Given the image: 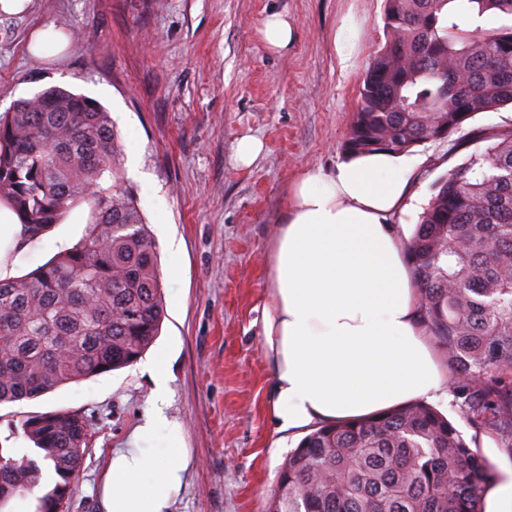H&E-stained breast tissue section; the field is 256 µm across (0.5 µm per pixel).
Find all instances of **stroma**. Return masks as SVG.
I'll return each instance as SVG.
<instances>
[{
  "instance_id": "obj_1",
  "label": "stroma",
  "mask_w": 512,
  "mask_h": 512,
  "mask_svg": "<svg viewBox=\"0 0 512 512\" xmlns=\"http://www.w3.org/2000/svg\"><path fill=\"white\" fill-rule=\"evenodd\" d=\"M385 0H27L0 12V113L49 86L98 101L118 131L126 185L155 240L166 317L133 365L0 405V439L30 442L22 420L67 408L87 418L88 447L69 512H101L99 485L113 449L125 447L151 409L181 425L191 456L172 512H266L278 470L301 436L278 430L262 312L270 252L294 182L335 170L373 57L385 43ZM287 13L288 51L269 52L263 18ZM360 37L349 62L336 39ZM65 50L36 43L45 29ZM39 44L40 55L30 47ZM512 126V109L477 115L450 141L411 149L408 197L393 219L409 241L436 182L470 154L475 130ZM245 136L263 150L249 166ZM86 206L27 249L6 248L0 274L21 276L84 234ZM169 391L154 400L153 368Z\"/></svg>"
}]
</instances>
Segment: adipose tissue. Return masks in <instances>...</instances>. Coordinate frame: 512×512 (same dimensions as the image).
I'll list each match as a JSON object with an SVG mask.
<instances>
[{"instance_id": "obj_1", "label": "adipose tissue", "mask_w": 512, "mask_h": 512, "mask_svg": "<svg viewBox=\"0 0 512 512\" xmlns=\"http://www.w3.org/2000/svg\"><path fill=\"white\" fill-rule=\"evenodd\" d=\"M405 155L354 156L292 187L270 264L262 317L278 430L368 417L448 395V370L421 318L413 273L391 218L406 196ZM170 460L155 466L137 429L112 451L103 512H168L188 466L168 423Z\"/></svg>"}]
</instances>
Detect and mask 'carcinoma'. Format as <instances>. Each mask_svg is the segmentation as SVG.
<instances>
[{
  "label": "carcinoma",
  "mask_w": 512,
  "mask_h": 512,
  "mask_svg": "<svg viewBox=\"0 0 512 512\" xmlns=\"http://www.w3.org/2000/svg\"><path fill=\"white\" fill-rule=\"evenodd\" d=\"M497 17L475 40L465 17ZM386 43L363 79L344 143L350 156L406 153L512 105V0H386ZM447 177L408 242L423 321L466 398V438L433 405L411 402L313 429L280 467L268 512H484L495 465L472 448L493 434L512 456V127ZM109 112L61 87L0 116V206L38 240L83 203L80 242L0 278V404L37 398L136 362L165 318L158 252ZM34 447L0 446V512L55 476L34 512H69L87 420L27 416Z\"/></svg>",
  "instance_id": "cac0c4a2"
}]
</instances>
